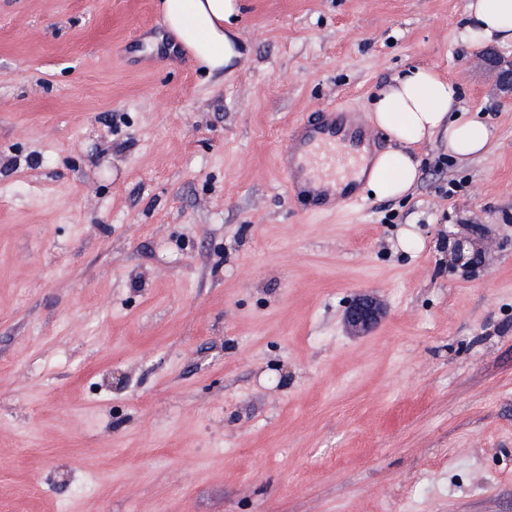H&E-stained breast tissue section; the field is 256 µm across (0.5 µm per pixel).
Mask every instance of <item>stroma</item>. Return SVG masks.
<instances>
[{"instance_id":"obj_1","label":"stroma","mask_w":512,"mask_h":512,"mask_svg":"<svg viewBox=\"0 0 512 512\" xmlns=\"http://www.w3.org/2000/svg\"><path fill=\"white\" fill-rule=\"evenodd\" d=\"M464 2L243 0L210 72L156 0H0V512H512V95ZM412 66L488 151L292 196L288 128ZM381 305L370 296H359L346 311V321L355 331H365L371 328L383 315Z\"/></svg>"}]
</instances>
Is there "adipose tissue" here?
Listing matches in <instances>:
<instances>
[{"mask_svg": "<svg viewBox=\"0 0 512 512\" xmlns=\"http://www.w3.org/2000/svg\"><path fill=\"white\" fill-rule=\"evenodd\" d=\"M158 8L176 43L208 70L218 71L241 57L237 19L240 0H160ZM464 42L512 44V0H466ZM457 93L434 70L415 67L393 78L379 94L372 120L395 141L394 149L367 155L356 175L375 196L398 198L416 185L419 162L408 146L445 133L448 152L465 160L483 153L491 129L477 117L459 116Z\"/></svg>", "mask_w": 512, "mask_h": 512, "instance_id": "ef3b65f1", "label": "adipose tissue"}]
</instances>
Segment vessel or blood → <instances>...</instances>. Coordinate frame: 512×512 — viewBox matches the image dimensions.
Masks as SVG:
<instances>
[{
  "mask_svg": "<svg viewBox=\"0 0 512 512\" xmlns=\"http://www.w3.org/2000/svg\"><path fill=\"white\" fill-rule=\"evenodd\" d=\"M368 135L366 127L338 119L332 111H321L297 122L278 154L291 194L310 196L312 204L321 209L349 202L354 196L352 173ZM316 181L339 184L341 191L336 195L312 191Z\"/></svg>",
  "mask_w": 512,
  "mask_h": 512,
  "instance_id": "1",
  "label": "vessel or blood"
}]
</instances>
